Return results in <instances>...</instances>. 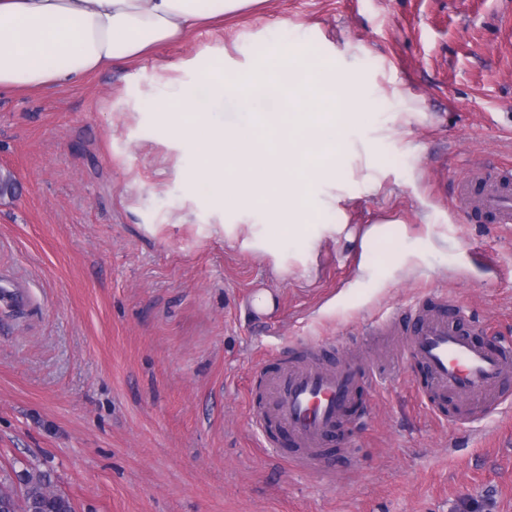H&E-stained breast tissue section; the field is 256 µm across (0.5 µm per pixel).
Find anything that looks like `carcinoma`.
Returning <instances> with one entry per match:
<instances>
[{"mask_svg":"<svg viewBox=\"0 0 512 512\" xmlns=\"http://www.w3.org/2000/svg\"><path fill=\"white\" fill-rule=\"evenodd\" d=\"M0 512H75L72 501L55 489L51 473L12 468L0 478Z\"/></svg>","mask_w":512,"mask_h":512,"instance_id":"1","label":"carcinoma"}]
</instances>
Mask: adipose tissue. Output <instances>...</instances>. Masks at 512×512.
Masks as SVG:
<instances>
[{"label": "adipose tissue", "mask_w": 512, "mask_h": 512, "mask_svg": "<svg viewBox=\"0 0 512 512\" xmlns=\"http://www.w3.org/2000/svg\"><path fill=\"white\" fill-rule=\"evenodd\" d=\"M0 0V89L76 82L113 61L188 35L250 0Z\"/></svg>", "instance_id": "ef3b65f1"}]
</instances>
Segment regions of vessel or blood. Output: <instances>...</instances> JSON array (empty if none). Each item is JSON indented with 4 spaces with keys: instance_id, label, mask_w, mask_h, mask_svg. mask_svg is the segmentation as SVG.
<instances>
[{
    "instance_id": "b4317fda",
    "label": "vessel or blood",
    "mask_w": 512,
    "mask_h": 512,
    "mask_svg": "<svg viewBox=\"0 0 512 512\" xmlns=\"http://www.w3.org/2000/svg\"><path fill=\"white\" fill-rule=\"evenodd\" d=\"M461 208L490 217L496 224H512V169L483 172L479 191L470 179L456 185ZM414 327L405 353L428 372L431 393L475 403L474 421H482L487 406L503 409L501 389L512 379V343L480 345L458 330L444 314L422 303L410 308ZM374 380L356 362L328 367L315 355L284 364L264 376L263 400L252 410L251 424L259 432L269 427L290 433L300 449L298 466L321 476L320 448L334 433L344 413Z\"/></svg>"
}]
</instances>
